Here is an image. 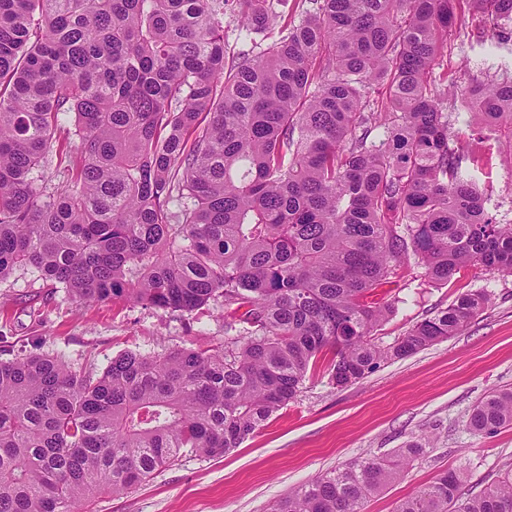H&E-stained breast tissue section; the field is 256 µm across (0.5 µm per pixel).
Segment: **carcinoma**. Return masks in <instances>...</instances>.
I'll list each match as a JSON object with an SVG mask.
<instances>
[{"instance_id": "cac0c4a2", "label": "carcinoma", "mask_w": 512, "mask_h": 512, "mask_svg": "<svg viewBox=\"0 0 512 512\" xmlns=\"http://www.w3.org/2000/svg\"><path fill=\"white\" fill-rule=\"evenodd\" d=\"M460 0H0V278L30 271L81 304L199 311L224 299V343L125 351L100 373L43 355L0 361V512H93L185 452L219 457L308 376L338 387L465 330L469 292L390 347L385 286L410 261L446 284L480 265L512 276V224L490 208L445 97L508 131L512 75L442 72ZM512 38V0H475ZM242 43L226 63L224 17ZM385 89L384 111L370 89ZM81 145L60 192L46 181L58 127ZM190 200L177 212L175 200ZM512 427V390L468 427ZM424 452L347 463L270 512H365ZM444 471L394 512H512V470L459 496Z\"/></svg>"}]
</instances>
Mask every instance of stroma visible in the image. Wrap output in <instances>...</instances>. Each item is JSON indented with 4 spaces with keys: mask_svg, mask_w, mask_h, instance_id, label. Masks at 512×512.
Instances as JSON below:
<instances>
[{
    "mask_svg": "<svg viewBox=\"0 0 512 512\" xmlns=\"http://www.w3.org/2000/svg\"><path fill=\"white\" fill-rule=\"evenodd\" d=\"M478 12L464 0L448 31V71L467 85L477 60L494 55L512 69V45L478 41ZM483 150L501 221L512 223V155L493 141ZM482 291L488 302L462 333L401 360L388 361L339 388L327 376L307 380L288 406L220 458L184 453L142 485L121 495L99 493L95 512H269L312 478L370 455L383 456L423 440L424 452L402 479L388 483L366 512H393L397 502L446 470H460L469 497L512 469V428L476 434L472 405L490 390L512 388V276L480 266L445 284L422 267L405 270L395 313L375 330L393 344L416 322L446 309L461 294ZM224 341V308L164 311L124 300L85 305L31 272L0 279V360L57 358L75 370L102 372L127 350L164 355Z\"/></svg>",
    "mask_w": 512,
    "mask_h": 512,
    "instance_id": "35a3bbf8",
    "label": "stroma"
}]
</instances>
